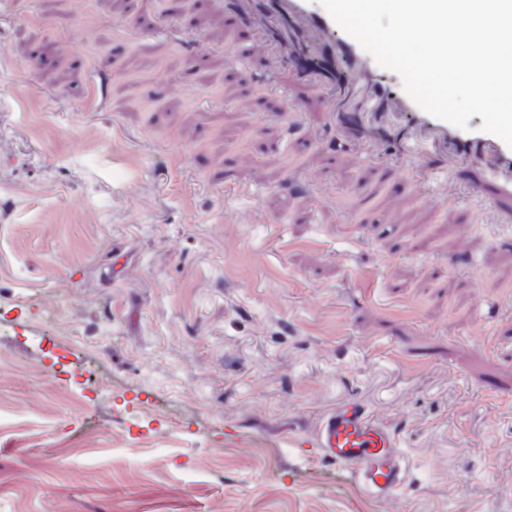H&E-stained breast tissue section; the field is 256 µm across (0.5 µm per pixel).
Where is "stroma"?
Wrapping results in <instances>:
<instances>
[{
    "label": "stroma",
    "mask_w": 512,
    "mask_h": 512,
    "mask_svg": "<svg viewBox=\"0 0 512 512\" xmlns=\"http://www.w3.org/2000/svg\"><path fill=\"white\" fill-rule=\"evenodd\" d=\"M22 2L0 13V512H512V236L462 232L478 169L447 204L385 182L401 129L340 138L289 59L251 54L278 32L238 0ZM243 180L266 223H225ZM348 397L411 462L392 501L307 446Z\"/></svg>",
    "instance_id": "35a3bbf8"
}]
</instances>
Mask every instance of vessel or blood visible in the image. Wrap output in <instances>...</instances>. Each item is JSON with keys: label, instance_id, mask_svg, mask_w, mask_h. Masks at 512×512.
I'll list each match as a JSON object with an SVG mask.
<instances>
[{"label": "vessel or blood", "instance_id": "1", "mask_svg": "<svg viewBox=\"0 0 512 512\" xmlns=\"http://www.w3.org/2000/svg\"><path fill=\"white\" fill-rule=\"evenodd\" d=\"M269 16L284 29V53L302 57L307 75L322 92L343 95L359 89L372 108L405 119L408 133L395 145L410 163L390 165L385 176L399 182L414 177L420 189L435 186V169L427 160L437 152L459 169L478 163V201L512 198V148L497 136L474 127L460 129L418 107L405 93L400 77L377 65L371 54L344 32L326 10H311L309 0H267ZM320 457L351 473L374 498L386 501L404 487L408 468L400 442L356 398L337 402L319 419L312 442Z\"/></svg>", "mask_w": 512, "mask_h": 512}]
</instances>
